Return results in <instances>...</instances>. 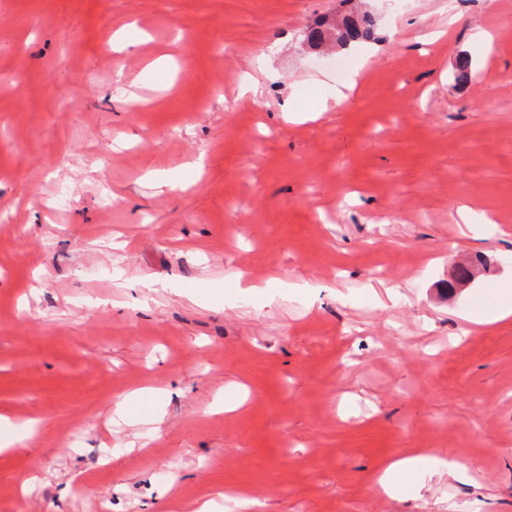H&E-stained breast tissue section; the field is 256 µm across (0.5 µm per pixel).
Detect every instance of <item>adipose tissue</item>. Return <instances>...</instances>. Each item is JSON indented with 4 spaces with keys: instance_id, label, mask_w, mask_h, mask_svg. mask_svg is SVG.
Instances as JSON below:
<instances>
[{
    "instance_id": "ef3b65f1",
    "label": "adipose tissue",
    "mask_w": 512,
    "mask_h": 512,
    "mask_svg": "<svg viewBox=\"0 0 512 512\" xmlns=\"http://www.w3.org/2000/svg\"><path fill=\"white\" fill-rule=\"evenodd\" d=\"M447 472L459 480H467L468 472L458 462L441 455L424 452L399 456L390 461L377 484L380 490L391 497L418 495L428 477Z\"/></svg>"
}]
</instances>
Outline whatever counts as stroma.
Instances as JSON below:
<instances>
[{
    "label": "stroma",
    "mask_w": 512,
    "mask_h": 512,
    "mask_svg": "<svg viewBox=\"0 0 512 512\" xmlns=\"http://www.w3.org/2000/svg\"><path fill=\"white\" fill-rule=\"evenodd\" d=\"M349 12L372 40L309 47ZM130 22L146 41L113 52ZM511 249L512 0H0V413L47 422L0 454V512H195L228 487L259 512H512V318L456 314L512 285ZM467 261L472 299L448 288ZM238 272L283 285L236 297ZM146 386L161 422L113 425ZM414 451L469 480L378 493ZM160 393V389L152 388L132 391L125 397V399L121 403L117 404L114 413L120 419L125 420L128 418L127 409L130 405L136 403L145 404L148 401H155L159 397Z\"/></svg>",
    "instance_id": "obj_1"
}]
</instances>
